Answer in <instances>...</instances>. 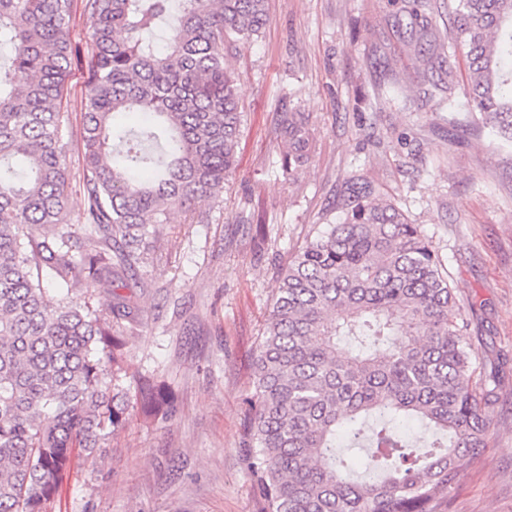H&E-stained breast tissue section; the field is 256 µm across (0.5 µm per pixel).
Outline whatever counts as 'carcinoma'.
<instances>
[{
    "label": "carcinoma",
    "instance_id": "obj_1",
    "mask_svg": "<svg viewBox=\"0 0 512 512\" xmlns=\"http://www.w3.org/2000/svg\"><path fill=\"white\" fill-rule=\"evenodd\" d=\"M433 50H460L471 124L512 146V0H448L446 36L427 0H393ZM86 237L67 218L61 104L75 54L72 0H0V512H47L73 450L92 457L126 422L116 382L131 364L87 295L125 286L167 223L224 189L236 162L229 50L259 36L265 0H86ZM144 114L138 129L118 125ZM288 183L312 159V128L283 112ZM326 224L281 268L248 403L249 469L267 512H445L460 461L487 448L496 376L420 226L368 183L348 181ZM143 410L168 395L138 377ZM428 436L412 440L401 423Z\"/></svg>",
    "mask_w": 512,
    "mask_h": 512
}]
</instances>
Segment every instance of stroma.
I'll return each mask as SVG.
<instances>
[{"label":"stroma","instance_id":"obj_1","mask_svg":"<svg viewBox=\"0 0 512 512\" xmlns=\"http://www.w3.org/2000/svg\"><path fill=\"white\" fill-rule=\"evenodd\" d=\"M73 0L80 54L62 100L68 209L85 205L83 109L91 42ZM268 23L228 58L243 120L238 167L218 198L171 209L153 249L118 293L134 322L118 333L172 413L142 412L133 378L123 428L96 463L76 459L50 512H264L246 460L247 402L278 269L336 216L350 177L370 182L420 225L454 288L471 340L497 373L488 447L462 461L447 512H512V149L483 130L457 143L432 81L447 51L419 54L390 0H267ZM396 80L403 97L374 101ZM309 115L313 158L282 175L284 112Z\"/></svg>","mask_w":512,"mask_h":512}]
</instances>
